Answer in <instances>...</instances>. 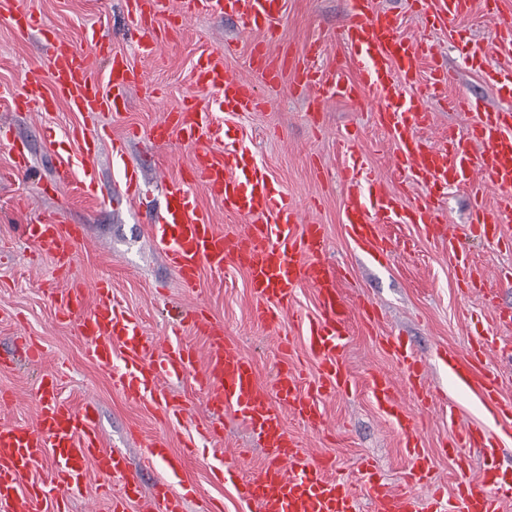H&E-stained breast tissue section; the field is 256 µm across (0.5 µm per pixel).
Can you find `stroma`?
<instances>
[{
  "instance_id": "35a3bbf8",
  "label": "stroma",
  "mask_w": 512,
  "mask_h": 512,
  "mask_svg": "<svg viewBox=\"0 0 512 512\" xmlns=\"http://www.w3.org/2000/svg\"><path fill=\"white\" fill-rule=\"evenodd\" d=\"M34 7L54 33L77 50L88 48L87 29L104 31L113 49L127 54L142 72L144 82L129 91L126 110L105 116L104 122L116 137L130 125L143 131V138L128 141L126 154L128 161L143 171L147 200H116L101 207L92 200L77 198L68 208H61L58 195L46 191L45 186L60 160L80 168L79 151L69 143L66 133L81 124V116L62 108L18 112L10 98H0V128L26 141L32 153L31 170L21 175L12 170L9 146L0 145V353L11 352L19 336L34 340L45 352L38 365L21 359L0 365V394L6 396L0 401V423L36 426L40 377L48 370L60 371V398L75 405L94 401L105 447L126 452L144 486H151L164 472L162 466L143 463L146 446L154 436L167 437L176 450L192 439L196 451L186 465L184 479L195 491L187 501V512H205L211 501L222 502L224 512H245L233 487L215 484L211 475L212 467L218 464L246 476L262 463L263 450L242 419L229 409L221 419H213L190 370L167 384L173 396L188 404L179 419L168 418L160 407L127 400L113 389L110 368L86 358L81 339L70 322L59 316L52 292L75 282L89 289L97 282H109L113 294L148 335L192 345L199 361H206V338L184 324V290L155 248L150 233L163 207V179L180 176L192 163L194 149L175 139L155 143L145 133L164 113L181 107L187 97L205 104L213 100V91L194 85L192 69L200 53L223 47L225 42L235 45L225 59L227 67L251 82L258 76L251 66L250 48L259 41L274 55L316 41L322 46V67L341 60L345 48L339 30L346 18V0H287L278 33L269 41L238 19L203 15L188 21L185 29L169 30L167 41L154 58L141 57L127 38L123 0H34ZM430 38L438 61L450 75L449 93L488 100L479 76L445 35L434 32ZM44 67L38 37L21 36L10 17L1 16L0 87L19 89L26 74ZM290 85V76H283L280 86L268 93L267 104L256 111L216 113V122L226 136L214 146L221 149L237 139L250 143L271 179L288 190L304 220L323 225L324 259L344 269L343 289L350 297L366 300L375 320L369 326L359 321L353 324L345 349L351 384L348 390L322 401L325 431L312 430L291 415L285 419L286 427L308 455L332 457L354 492H361L370 478L390 492L408 490L417 498H425L428 486H406L404 473L409 460L402 439L367 388L370 373H385L396 385L403 410L419 423L424 447L432 459L433 483L454 488L459 472L443 453L455 435L448 423V409L456 407L464 424L478 422L481 413L472 395L449 374L444 359L451 354L467 356L475 339L474 325L482 323L498 345L486 366L500 376L504 396L512 399V364L498 353L499 348H512V325L495 318L496 310L512 308V284L498 289L493 301L481 293L462 290L456 278V260L447 244L428 236L418 224L382 225L390 244L383 259L357 251L347 240L342 224L340 171L346 157L339 140L349 131L358 134L373 172L388 185L400 181L402 175L394 166V144L374 122L382 104L370 97L359 104L334 101L317 108L309 100L293 96ZM437 203L448 217L449 232L473 266L492 275L512 273V222L502 224L499 241L490 243L468 229L470 197L466 190L448 189ZM57 214L69 223L83 225L86 234L85 246L75 251L70 265L64 268L38 244L22 238L19 231L30 218ZM193 301L222 323L225 337L253 359L261 381H271L287 359L297 365L306 382L317 381L319 367L305 354L302 335L304 319L318 312L313 288L300 287L291 312L271 326L256 318L246 273L236 266H226L221 272L203 269ZM383 336L403 337L426 359L432 403L416 398L403 368L380 344ZM285 338L292 339L296 347L289 356L278 348ZM211 423L221 427V437L196 439L197 427ZM239 448L248 449V456L237 457ZM107 487L119 490L120 482L88 471L81 491L66 500L64 512H110L103 496Z\"/></svg>"
}]
</instances>
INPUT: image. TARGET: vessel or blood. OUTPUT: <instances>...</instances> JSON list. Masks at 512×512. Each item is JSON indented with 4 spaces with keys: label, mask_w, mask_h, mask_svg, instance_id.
I'll use <instances>...</instances> for the list:
<instances>
[{
    "label": "vessel or blood",
    "mask_w": 512,
    "mask_h": 512,
    "mask_svg": "<svg viewBox=\"0 0 512 512\" xmlns=\"http://www.w3.org/2000/svg\"><path fill=\"white\" fill-rule=\"evenodd\" d=\"M475 4V0H412L424 34L408 40L401 35L398 15L376 8L375 0H349L341 40L351 53L350 64L317 67L320 45L315 41L305 43L294 59L292 89L314 97L316 104L357 101L367 94L383 100L378 124L396 147V169L406 171L431 195L428 201L404 205L400 190L368 174L354 138L344 139V230L369 257H383L389 248L379 225L446 228L447 217L433 198L451 186L469 190L468 222L487 240H496L499 225L512 220V68L490 66L486 44L457 27V20L469 15ZM284 6L285 0H183L176 19L185 22L198 14L224 15L242 19L252 30L272 33L280 24ZM483 7L497 19L496 45L511 51L512 9L507 0H484ZM127 11L138 53L157 55L165 40L160 24L162 0H128ZM3 13L14 18L20 35L39 34L49 66L45 74L27 75L19 92L10 95L1 88L0 96H10L18 112H51L63 107L79 113L83 125L73 129L69 138L79 150L82 167L76 171L69 161H60L52 187L57 190L74 184L85 197L103 199L96 166L103 139L98 118L125 109L127 91L141 82L140 73L127 55L112 51L98 32H90V49L83 53L51 32L23 0H0ZM432 31L460 43L471 69L496 100L488 106L464 95L450 99L453 111L468 115V129L463 135L449 132L437 146L423 135L431 122L427 101L445 96L449 77L442 67H425L434 55L428 38ZM226 56V49H214L203 53L196 64L197 85L216 93L212 104L184 102L177 111L164 114L151 130L153 141L174 136L195 149L186 175L164 180L165 206L151 226V235L186 292L197 288L202 268L220 271L232 264L245 269L257 300L256 312L270 324L291 310L299 286L315 288L320 311L305 323V348L319 363V385L302 392L300 373L285 363L271 383L262 382L254 361L225 339L223 325L193 306L184 320L205 335L209 347L205 366L197 367L192 347L165 345L147 335L138 319L113 296L107 282L95 285L91 304L86 301L89 291L81 285L56 291L53 300L60 316L73 323L88 359L111 366L113 358H120L122 367L113 369L112 386L133 402L161 404L166 415L181 417L187 405L170 400L165 383L181 371L195 370L208 405L216 410L233 409L267 450V463L235 484L240 501L256 506L258 512H359L363 498L374 503L375 512H500L502 498L512 495V465L499 460L501 437L512 438V401L504 398L498 375L486 368V357L495 347L492 337L477 336L466 361L450 366L457 382L477 395L486 419L485 425L462 429L447 450L461 473L454 491L434 488L422 505L411 494L412 486L429 480L432 459L423 447L415 418L396 404V388L383 373H372L368 387L376 405L402 435L412 460L405 473L408 492L392 493L372 481L361 492L352 491L344 478L329 477L333 468L329 459L303 453L286 430L283 420L288 413L313 430L324 429L326 422L319 410L322 396L349 385L342 351L351 320L358 317L368 323L372 317L366 301L344 296L341 269L323 261L322 225L302 223L287 192L258 164L251 146L237 140L222 150L211 148V141L222 134L215 113L252 112L260 105L255 85L236 77L225 64ZM251 59L264 85L277 87L283 74L281 60L271 57L261 42L253 45ZM101 61L106 64V77L98 80L93 72ZM139 136L133 128L127 139ZM127 139L113 141L112 158L123 164L124 197L140 200L144 197L142 174L139 167L125 161ZM196 182L223 203L225 212L248 219L245 233L230 236L218 231L189 190ZM486 183L500 190L492 208L481 193ZM21 231L64 266L85 243L82 225L66 223L58 216L33 219ZM448 250L456 255L463 284L488 290L487 274L458 255L456 242H449ZM386 348L404 366L415 393L429 394L424 361L402 339H388ZM59 386L56 373L42 375L36 427L0 425V512H59L60 500L81 489L90 466L103 477L120 480L111 509L126 512L128 504L142 497L139 478L131 472L124 453L104 447L94 402L73 406L59 398ZM468 448L479 449L483 457L474 476L464 454ZM194 452V443H186L178 452L161 435L149 442L147 460L163 464L165 470L151 496L160 512H184L187 495L181 490L182 476ZM47 459L53 464L50 482H26V475Z\"/></svg>",
    "instance_id": "b4317fda"
}]
</instances>
